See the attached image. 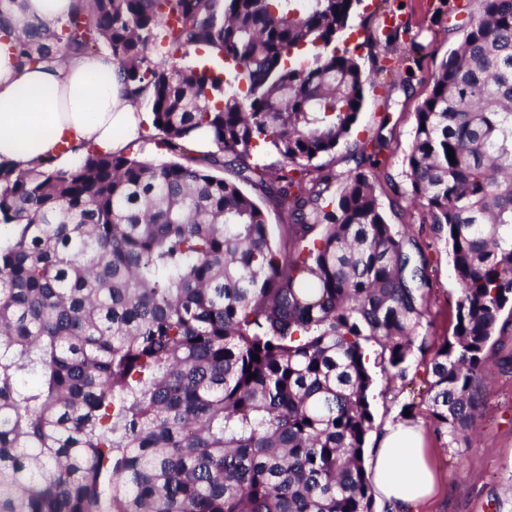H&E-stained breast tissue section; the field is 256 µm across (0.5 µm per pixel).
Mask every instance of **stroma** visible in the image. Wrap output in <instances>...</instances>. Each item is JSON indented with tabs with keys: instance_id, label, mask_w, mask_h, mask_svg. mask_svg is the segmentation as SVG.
I'll list each match as a JSON object with an SVG mask.
<instances>
[{
	"instance_id": "35a3bbf8",
	"label": "stroma",
	"mask_w": 512,
	"mask_h": 512,
	"mask_svg": "<svg viewBox=\"0 0 512 512\" xmlns=\"http://www.w3.org/2000/svg\"><path fill=\"white\" fill-rule=\"evenodd\" d=\"M480 10V0H362L338 46L362 69L364 106L347 145L322 159L341 182L355 166L354 154L376 138L387 139L376 194L388 222L418 241L427 259V306L404 377L384 371L379 362L369 364L374 431L407 415L428 435L440 487L421 512H512V331L494 334L484 351L473 427L454 437L435 433L428 395L431 364L437 347L453 334L458 285L444 238L427 223L425 208L405 193L404 158L415 112ZM386 11L402 16L408 38L422 45L414 58H406L403 44L384 40L379 20Z\"/></svg>"
}]
</instances>
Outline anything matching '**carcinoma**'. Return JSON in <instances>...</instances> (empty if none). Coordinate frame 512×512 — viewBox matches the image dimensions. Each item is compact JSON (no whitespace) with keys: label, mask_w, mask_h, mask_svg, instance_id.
Instances as JSON below:
<instances>
[{"label":"carcinoma","mask_w":512,"mask_h":512,"mask_svg":"<svg viewBox=\"0 0 512 512\" xmlns=\"http://www.w3.org/2000/svg\"><path fill=\"white\" fill-rule=\"evenodd\" d=\"M295 2L85 0L64 32L20 39L25 63L100 41L174 159L0 170V512H374L366 347L404 371L427 259L375 194L384 141L338 190L315 163L364 105L333 46L360 0ZM481 4L405 158L460 286L432 362L438 433L472 426L512 316V0ZM165 39L224 70L154 59ZM255 182L287 212L278 242Z\"/></svg>","instance_id":"carcinoma-1"}]
</instances>
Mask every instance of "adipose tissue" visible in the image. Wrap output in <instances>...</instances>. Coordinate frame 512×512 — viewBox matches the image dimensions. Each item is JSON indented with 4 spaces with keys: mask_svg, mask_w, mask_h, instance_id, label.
<instances>
[{
    "mask_svg": "<svg viewBox=\"0 0 512 512\" xmlns=\"http://www.w3.org/2000/svg\"><path fill=\"white\" fill-rule=\"evenodd\" d=\"M82 0H0V167L21 173L38 158L70 169L82 149L117 153L137 139L145 115L134 106L110 54L65 55L52 64H21L24 32L50 33ZM376 496L393 512H418L436 479L420 428L386 425L368 460Z\"/></svg>",
    "mask_w": 512,
    "mask_h": 512,
    "instance_id": "adipose-tissue-1",
    "label": "adipose tissue"
}]
</instances>
